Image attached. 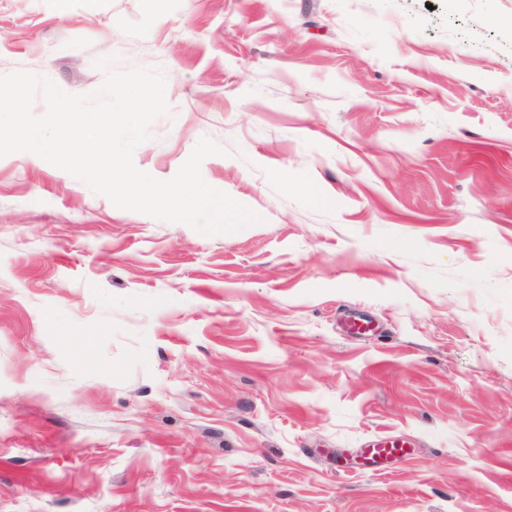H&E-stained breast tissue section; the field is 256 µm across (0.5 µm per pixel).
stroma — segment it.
I'll return each mask as SVG.
<instances>
[{"label": "stroma", "instance_id": "35a3bbf8", "mask_svg": "<svg viewBox=\"0 0 512 512\" xmlns=\"http://www.w3.org/2000/svg\"><path fill=\"white\" fill-rule=\"evenodd\" d=\"M103 57L262 221L0 158V512H512V0H0V76ZM404 451L403 443L393 438H382L372 441L369 448H365L366 459L378 464L401 455Z\"/></svg>", "mask_w": 512, "mask_h": 512}]
</instances>
